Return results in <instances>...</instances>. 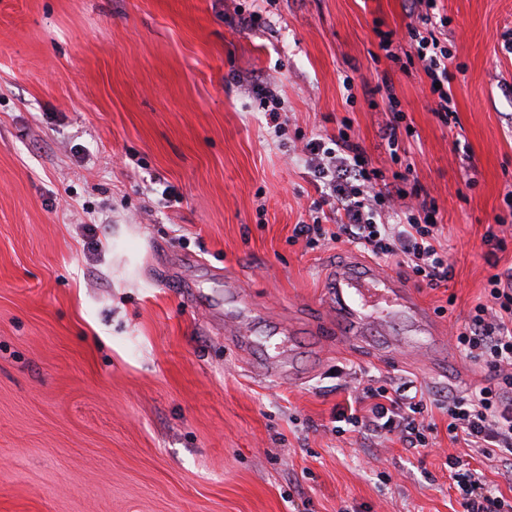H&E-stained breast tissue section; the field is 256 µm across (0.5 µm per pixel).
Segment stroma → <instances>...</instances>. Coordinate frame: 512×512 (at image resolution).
<instances>
[{
  "instance_id": "35a3bbf8",
  "label": "stroma",
  "mask_w": 512,
  "mask_h": 512,
  "mask_svg": "<svg viewBox=\"0 0 512 512\" xmlns=\"http://www.w3.org/2000/svg\"><path fill=\"white\" fill-rule=\"evenodd\" d=\"M438 7L450 125L421 69L378 47L391 31L409 51L407 0H0V512H462L446 455L512 499L440 408L488 368L337 339L332 274L373 260L293 236L320 198L303 146L347 118L439 208L453 276L412 285L438 335L512 269V238L482 243L512 190V0ZM252 10L264 25L240 28ZM254 74L277 86L283 137ZM391 94L412 130L396 162ZM409 381L436 402L434 449L333 432L344 385ZM399 102L395 97H388V111L390 112V119L385 124L382 130V140H385L389 154L395 161L398 160V150L400 148L402 123L405 120V115L398 109Z\"/></svg>"
}]
</instances>
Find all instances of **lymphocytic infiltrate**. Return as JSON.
Wrapping results in <instances>:
<instances>
[{"mask_svg": "<svg viewBox=\"0 0 512 512\" xmlns=\"http://www.w3.org/2000/svg\"><path fill=\"white\" fill-rule=\"evenodd\" d=\"M436 0H411L418 25L408 28V61L418 62L429 83L435 84L436 114L444 123L455 118L448 82L453 57L436 35ZM317 178L320 202L327 210L312 223L295 225V238L308 245L347 241L387 265L407 268L432 287L452 277L448 254L440 243L435 203L407 190V174L386 173L376 167L355 140L349 120H342L330 141L309 140L304 146ZM336 220L334 231L324 228ZM486 302L477 304L455 333L462 359L485 365L493 374L488 386L466 394L449 395L445 408L448 434L479 450L498 449L499 462L512 474V270L489 276ZM425 393L413 383L388 391L364 388L348 397L332 415L336 435L357 432L370 438L397 436L411 449L429 445ZM444 466L457 491L463 512H512V501L488 486L478 470L459 457L446 456Z\"/></svg>", "mask_w": 512, "mask_h": 512, "instance_id": "lymphocytic-infiltrate-1", "label": "lymphocytic infiltrate"}]
</instances>
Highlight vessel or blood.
Returning a JSON list of instances; mask_svg holds the SVG:
<instances>
[{
	"mask_svg": "<svg viewBox=\"0 0 512 512\" xmlns=\"http://www.w3.org/2000/svg\"><path fill=\"white\" fill-rule=\"evenodd\" d=\"M331 297L338 309L336 333L352 342L377 321L401 317L424 324L430 320L427 308L419 302L413 290L375 269L338 271L333 279Z\"/></svg>",
	"mask_w": 512,
	"mask_h": 512,
	"instance_id": "vessel-or-blood-1",
	"label": "vessel or blood"
}]
</instances>
